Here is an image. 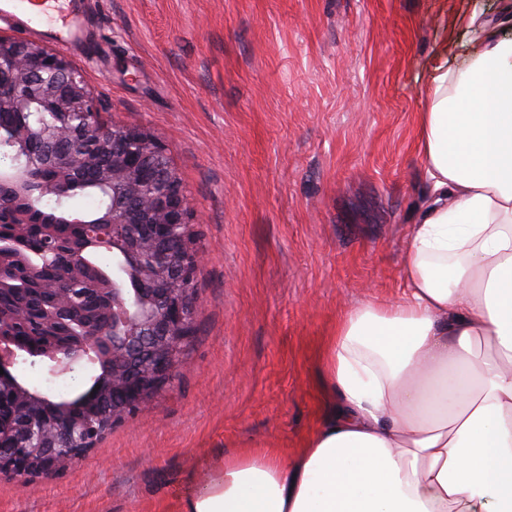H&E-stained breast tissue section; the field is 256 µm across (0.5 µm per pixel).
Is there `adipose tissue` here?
<instances>
[{"label":"adipose tissue","instance_id":"adipose-tissue-1","mask_svg":"<svg viewBox=\"0 0 512 512\" xmlns=\"http://www.w3.org/2000/svg\"><path fill=\"white\" fill-rule=\"evenodd\" d=\"M423 96L400 295L337 318L304 448L225 458L182 512H512V39L483 26Z\"/></svg>","mask_w":512,"mask_h":512}]
</instances>
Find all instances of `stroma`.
Wrapping results in <instances>:
<instances>
[{
  "instance_id": "1",
  "label": "stroma",
  "mask_w": 512,
  "mask_h": 512,
  "mask_svg": "<svg viewBox=\"0 0 512 512\" xmlns=\"http://www.w3.org/2000/svg\"><path fill=\"white\" fill-rule=\"evenodd\" d=\"M512 0H95L107 122L159 140L200 236L194 336L172 384L61 476L0 479V512H181L211 463L318 427L337 316L399 293L428 194L416 148L440 57Z\"/></svg>"
}]
</instances>
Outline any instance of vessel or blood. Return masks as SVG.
<instances>
[{
    "instance_id": "1",
    "label": "vessel or blood",
    "mask_w": 512,
    "mask_h": 512,
    "mask_svg": "<svg viewBox=\"0 0 512 512\" xmlns=\"http://www.w3.org/2000/svg\"><path fill=\"white\" fill-rule=\"evenodd\" d=\"M88 0H0V19L16 29L49 35L61 48L79 49L91 34Z\"/></svg>"
}]
</instances>
